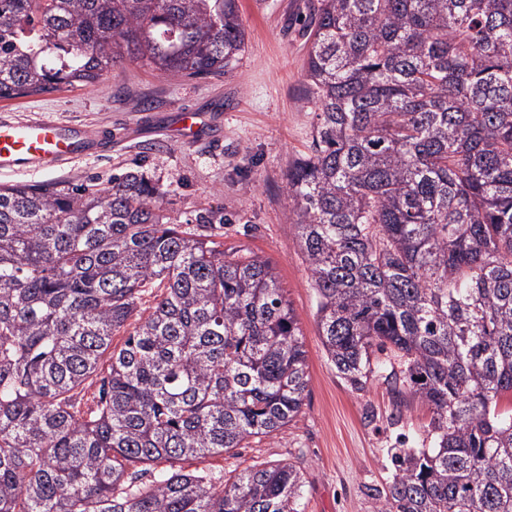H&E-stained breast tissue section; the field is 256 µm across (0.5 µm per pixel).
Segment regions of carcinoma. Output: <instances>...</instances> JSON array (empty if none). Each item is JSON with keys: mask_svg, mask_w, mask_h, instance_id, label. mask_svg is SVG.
Segmentation results:
<instances>
[{"mask_svg": "<svg viewBox=\"0 0 512 512\" xmlns=\"http://www.w3.org/2000/svg\"><path fill=\"white\" fill-rule=\"evenodd\" d=\"M308 29L318 122L286 190L322 344L432 412L375 512H512V0H316ZM244 46L237 0H0V100ZM163 197L131 171L0 187V512H303L289 463L174 467L273 436L309 375L271 261Z\"/></svg>", "mask_w": 512, "mask_h": 512, "instance_id": "obj_1", "label": "carcinoma"}]
</instances>
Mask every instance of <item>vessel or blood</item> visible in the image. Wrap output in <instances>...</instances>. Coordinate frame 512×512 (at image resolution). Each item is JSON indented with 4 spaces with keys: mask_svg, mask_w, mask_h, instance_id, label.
Returning <instances> with one entry per match:
<instances>
[{
    "mask_svg": "<svg viewBox=\"0 0 512 512\" xmlns=\"http://www.w3.org/2000/svg\"><path fill=\"white\" fill-rule=\"evenodd\" d=\"M98 149L90 131L79 124L44 119L0 122V171H37L90 156Z\"/></svg>",
    "mask_w": 512,
    "mask_h": 512,
    "instance_id": "obj_1",
    "label": "vessel or blood"
}]
</instances>
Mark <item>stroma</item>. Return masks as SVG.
Masks as SVG:
<instances>
[{"label":"stroma","instance_id":"obj_1","mask_svg":"<svg viewBox=\"0 0 512 512\" xmlns=\"http://www.w3.org/2000/svg\"><path fill=\"white\" fill-rule=\"evenodd\" d=\"M312 0H238L245 48L224 71L172 77L124 59L94 87L0 100V114H37L87 125L107 145L63 168L0 172V186L44 185L70 191L109 186L136 171L165 192V213L196 231L198 216H218L211 232L225 247L246 249L275 266L299 322L309 385L301 415L248 447L184 461V470L220 478L259 464H294L307 480L304 512H374L393 469L398 436L422 447L431 420L415 399L395 400L383 377L358 391L325 353L317 297L289 220V169L312 151L317 123L305 77L310 48L302 21ZM211 114L193 141L176 129L181 112Z\"/></svg>","mask_w":512,"mask_h":512}]
</instances>
